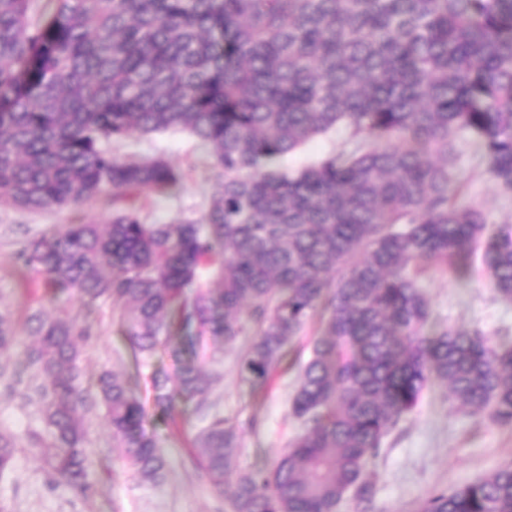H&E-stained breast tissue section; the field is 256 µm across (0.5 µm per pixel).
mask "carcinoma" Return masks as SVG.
<instances>
[{
  "mask_svg": "<svg viewBox=\"0 0 512 512\" xmlns=\"http://www.w3.org/2000/svg\"><path fill=\"white\" fill-rule=\"evenodd\" d=\"M0 0V206L64 209L112 192L106 224H65L18 253L52 294L112 299L138 360L186 354L151 376L154 408H202L212 342L250 330L238 371L265 392L309 313L323 329L291 399L300 433L265 473L238 468L240 426L211 416L195 453L230 512H375L371 458L436 382L475 416L512 427V349L478 329L428 330L417 275L481 251L512 301V234L459 203L458 143L488 160L512 198V0ZM342 146L290 172L279 160L338 127ZM179 130L211 150L220 179L205 223L147 224L133 194H167L183 172L106 144ZM217 265V289L198 285ZM34 405L55 480L89 490V400L121 457L155 481L165 459L146 411L106 372L82 385L89 333L27 316ZM0 309V368L13 354ZM15 437L0 431V473ZM419 512H512V462Z\"/></svg>",
  "mask_w": 512,
  "mask_h": 512,
  "instance_id": "cac0c4a2",
  "label": "carcinoma"
}]
</instances>
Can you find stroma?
<instances>
[{
	"label": "stroma",
	"mask_w": 512,
	"mask_h": 512,
	"mask_svg": "<svg viewBox=\"0 0 512 512\" xmlns=\"http://www.w3.org/2000/svg\"><path fill=\"white\" fill-rule=\"evenodd\" d=\"M121 155L161 156L182 169L185 179L170 195L142 192L138 198L148 222L181 217L201 220L218 181L210 151L181 131L134 136L115 145ZM462 200L479 205L495 228L512 232V199L501 196L488 172V161L475 146L461 147L456 160ZM112 214L109 195L88 204L41 213L0 208V307L16 321L14 361H21L32 342L26 319L46 308L55 318L74 320L90 327V337L78 361L81 376L92 380L103 372L122 373L133 394L143 404L151 402L150 376L155 367L175 373L171 358L161 364H135L128 344L113 321L111 299L98 301L86 311L77 296H62L56 303L44 298L42 275L20 268L16 252L29 236L60 228L71 222L106 223ZM421 286L432 312L435 330L478 328L495 344L512 346V302L496 297L480 264L467 271L456 265L426 271ZM320 312L310 313L294 342L288 364L275 374L270 388L253 393L238 373V359L251 335L225 344L204 370L213 384L209 405L224 417L241 422L239 468L270 467L276 455L299 430L289 414L296 382V364L308 360L310 341L321 328ZM87 430L84 443L90 459L88 494L55 483L46 457L29 444L32 432L44 424L35 407L0 386V431L14 435L19 452L13 467L0 473V505L7 512H226V504L197 464L191 442L204 423L194 412L170 420L150 414L144 428L167 460L165 477L157 482L139 480L123 462L112 440V431L101 407L82 416ZM512 462V428L488 418L457 411L443 385H435L419 406L407 415L386 439L378 457L369 465L375 483L378 512H417L432 494L471 482Z\"/></svg>",
	"instance_id": "35a3bbf8"
}]
</instances>
